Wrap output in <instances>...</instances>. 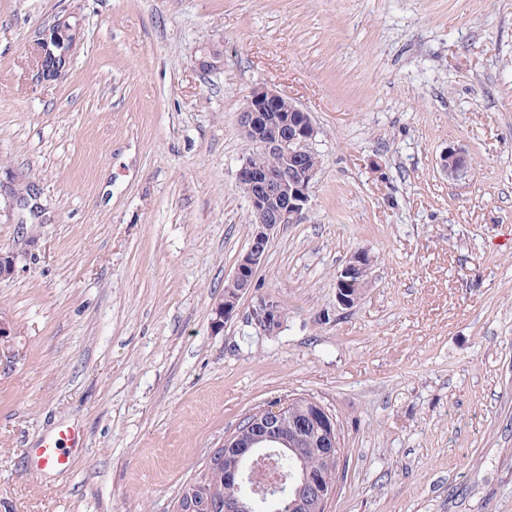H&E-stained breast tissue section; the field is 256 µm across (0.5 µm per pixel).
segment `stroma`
I'll return each instance as SVG.
<instances>
[{"label": "stroma", "mask_w": 512, "mask_h": 512, "mask_svg": "<svg viewBox=\"0 0 512 512\" xmlns=\"http://www.w3.org/2000/svg\"><path fill=\"white\" fill-rule=\"evenodd\" d=\"M61 17L80 40L47 79ZM262 84L310 112L321 167L217 331ZM360 250L368 286L337 309ZM0 252V512H172L245 415L295 396L339 425L328 512H512V0H0ZM66 429L83 447L47 466ZM78 38L77 27L67 19H59L43 31L37 40L41 74L47 77L58 75L69 62ZM439 165L448 177H458L468 172L472 162L462 148L450 146L440 154ZM371 257L367 252H355L336 278V302L341 308L353 307L355 291L365 288L371 269ZM251 319L259 330L270 336L275 334L282 326L285 312L279 301L274 297H260L252 307ZM80 441L81 437L78 432L65 430L56 440L42 445L40 447V455L46 463L51 462L56 465L64 464L62 449L75 448L80 444Z\"/></svg>", "instance_id": "1"}]
</instances>
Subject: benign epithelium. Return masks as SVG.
Wrapping results in <instances>:
<instances>
[{"mask_svg": "<svg viewBox=\"0 0 512 512\" xmlns=\"http://www.w3.org/2000/svg\"><path fill=\"white\" fill-rule=\"evenodd\" d=\"M78 38L77 27L66 19L43 31L37 40L41 74L58 75L69 62ZM238 124L245 142L256 148V155H246L236 172V183L249 202L253 231L247 250L239 256L233 275L224 285V299L212 309V325L217 331L224 329V323L236 314L240 299L252 290L275 228L305 217L320 168L310 147L317 134L311 115L287 95L264 85L254 87L238 113ZM439 165L448 176L458 177L468 172L472 162L463 149L450 146L440 154ZM370 269L368 253L357 251L350 257L336 278L339 307L354 306L355 292L365 288ZM251 319L270 336L282 326L285 312L274 297H260L252 307ZM292 404V399L279 400L261 408L258 419L225 436L220 448L210 449L205 456V461L211 463L223 455L222 449L233 451L237 464L224 470V479L245 487L243 493L223 502L210 492L206 479L197 477L185 487L181 512H197L200 499L224 506V512H258L259 503L277 497L289 487L293 489L297 512H327L336 491V482L329 476L307 469L302 472L301 482L291 485L286 483V473L266 480L259 476L261 466L267 463V448L286 453L309 436L315 437L329 455L336 454L339 448L336 417L324 405L306 397L303 415L292 418L288 416Z\"/></svg>", "mask_w": 512, "mask_h": 512, "instance_id": "1", "label": "benign epithelium"}]
</instances>
